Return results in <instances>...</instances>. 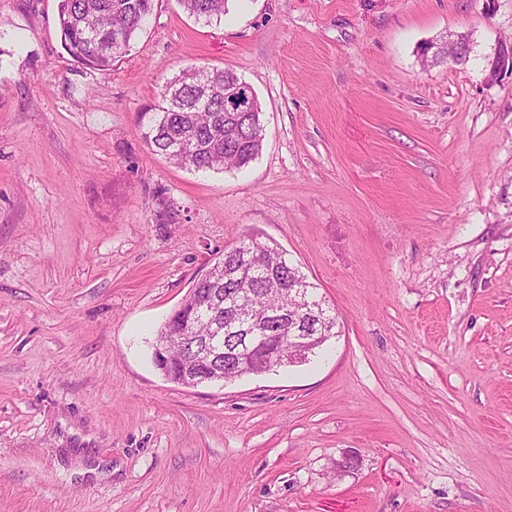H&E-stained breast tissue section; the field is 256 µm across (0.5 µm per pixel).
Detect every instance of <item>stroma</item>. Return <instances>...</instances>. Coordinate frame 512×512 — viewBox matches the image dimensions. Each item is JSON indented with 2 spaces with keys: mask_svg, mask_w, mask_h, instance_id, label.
I'll return each mask as SVG.
<instances>
[{
  "mask_svg": "<svg viewBox=\"0 0 512 512\" xmlns=\"http://www.w3.org/2000/svg\"><path fill=\"white\" fill-rule=\"evenodd\" d=\"M0 0V512H512V0H154L99 71ZM466 35L468 61H426ZM190 66L262 107L247 169L137 121ZM334 308L311 361L183 387L157 329L243 236ZM183 9L196 19H203L206 22L221 21L224 14L228 12L229 0H179Z\"/></svg>",
  "mask_w": 512,
  "mask_h": 512,
  "instance_id": "obj_1",
  "label": "stroma"
}]
</instances>
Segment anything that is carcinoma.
Here are the masks:
<instances>
[{"label": "carcinoma", "mask_w": 512, "mask_h": 512, "mask_svg": "<svg viewBox=\"0 0 512 512\" xmlns=\"http://www.w3.org/2000/svg\"><path fill=\"white\" fill-rule=\"evenodd\" d=\"M197 19L221 20L229 0H179ZM153 0H59L58 25L67 53L90 68L108 70L130 46L149 18ZM249 83L229 69L188 67L167 81L159 100L140 114L138 128L152 151L169 163L197 172L243 169L262 150L264 128L261 105L252 94L250 112L224 111V87ZM305 282L299 269L276 243L244 236L224 250L223 258L198 279L186 298L162 324L157 336L170 337L175 364L167 379L185 387L209 383L213 375L236 364V332L224 329V299L229 293H249L246 311L263 321L268 330L280 328L276 307L288 299L294 283ZM213 295L219 305L217 324L224 336L220 365L193 364L195 341L183 336H210L213 325L195 303L201 292Z\"/></svg>", "instance_id": "1"}]
</instances>
